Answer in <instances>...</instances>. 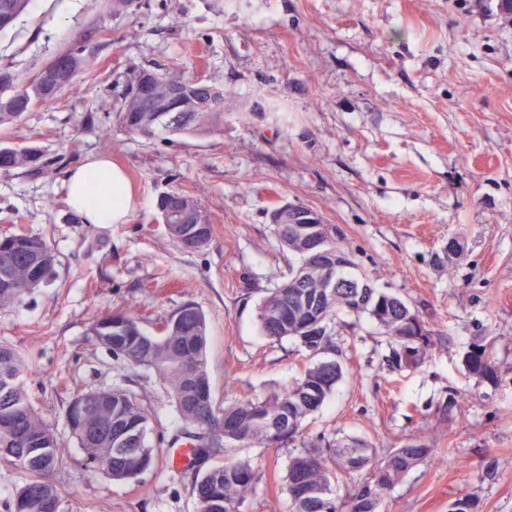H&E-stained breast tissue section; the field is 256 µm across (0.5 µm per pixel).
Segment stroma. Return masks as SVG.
Here are the masks:
<instances>
[{"instance_id": "obj_1", "label": "stroma", "mask_w": 512, "mask_h": 512, "mask_svg": "<svg viewBox=\"0 0 512 512\" xmlns=\"http://www.w3.org/2000/svg\"><path fill=\"white\" fill-rule=\"evenodd\" d=\"M32 0L0 33V69L31 77L82 36L90 68L76 90L0 127V146L34 147L48 168L0 171V236L42 238L52 282L0 307V345L29 363L24 389L64 453L49 480L59 512H199L195 481L223 448L175 465L190 430L167 384L113 355L91 332L101 316L137 309L145 329L185 304L207 320L215 407L261 400L312 364L295 339L273 340L258 308L295 255L282 249L275 206L300 205L340 228L358 274L396 295L431 330L418 367L395 371L368 316L332 330L344 376L303 424L318 446L364 440L378 455L433 448L377 512H512V15L500 0ZM181 68L224 90L219 131L147 141L116 122L139 70ZM103 155L139 199L124 224H86L66 203L69 170ZM198 198L213 226L190 250L168 234L162 195ZM461 244L447 254L449 239ZM482 341L488 381L463 359ZM124 388L148 409L154 462L115 481L85 467L66 426L73 394ZM465 411L449 408L450 394ZM294 448H235L258 483L241 512H292Z\"/></svg>"}]
</instances>
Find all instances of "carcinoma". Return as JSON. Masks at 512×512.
I'll return each instance as SVG.
<instances>
[{"instance_id": "carcinoma-1", "label": "carcinoma", "mask_w": 512, "mask_h": 512, "mask_svg": "<svg viewBox=\"0 0 512 512\" xmlns=\"http://www.w3.org/2000/svg\"><path fill=\"white\" fill-rule=\"evenodd\" d=\"M29 0H0V32L8 29L24 13ZM81 41L74 40L47 64L52 78L46 83L26 81L6 69L0 70V127L18 123L36 104L56 98L76 87L77 78L89 67ZM153 84L184 86L183 104L178 121L170 126L158 124V111L167 100L142 95L144 75ZM117 122L130 136L153 140L167 135H193L216 131L224 120V90L201 80H193L174 68L166 73L139 71L122 91ZM48 166L44 154L31 147H0V170H24L38 174ZM158 209L166 221L170 237L182 242L186 228L184 217L201 205L192 196L173 193L158 200ZM323 241L333 251L346 254L343 234L336 225H325ZM280 245L299 256L300 265L288 272V278L273 289L259 308V320L265 336L271 339L294 337L320 360L304 370L295 383L264 401L245 400L216 410L211 398L201 396L208 383L205 369L207 323L204 314L186 304L158 325L160 341L148 345L141 327L142 317L131 308L98 319L92 333L130 364L154 369L168 384L179 414L187 423L196 420L220 433L211 440L198 441L209 447L226 442L255 444L264 448L300 446L291 459L288 489L294 512H376L382 496L420 460L434 454L421 444L397 448L381 461L373 448L360 441L334 443L329 448L310 447L302 437L301 422L320 409L344 374L337 359L334 333L329 324L339 314L368 315L388 335L393 344L388 358L396 370L416 366L433 345L431 330L418 314L400 298L376 291L364 277L343 267L334 273L336 288L328 295L319 288L315 273L320 256L302 250L299 234L291 224H277ZM55 256L45 241L27 234L0 237V306L17 301L42 286L53 273ZM418 324V336L404 335L409 322ZM463 365L472 375L487 380L497 377L495 363L484 345L474 342ZM26 367L12 349L0 346V456L25 457L21 465L29 482L21 487L10 512H58L59 494L47 477L61 460V449L52 428L39 417L23 388L21 377ZM15 378L16 386L4 395L5 376ZM90 412L94 420H112V433L100 432L77 437L85 452L86 466L103 471L118 481L131 480L153 463V451L146 443L150 415L131 392L112 390V395L95 403ZM348 472L365 469L383 473L380 481L366 479L341 500L331 487L329 463ZM258 479L256 468L248 460L226 459L224 464L204 472L196 482L199 512H236L253 492Z\"/></svg>"}]
</instances>
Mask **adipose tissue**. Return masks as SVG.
I'll use <instances>...</instances> for the list:
<instances>
[{
    "label": "adipose tissue",
    "mask_w": 512,
    "mask_h": 512,
    "mask_svg": "<svg viewBox=\"0 0 512 512\" xmlns=\"http://www.w3.org/2000/svg\"><path fill=\"white\" fill-rule=\"evenodd\" d=\"M68 206L87 224H123L136 205L124 171L103 157L74 169L66 182Z\"/></svg>",
    "instance_id": "ef3b65f1"
}]
</instances>
